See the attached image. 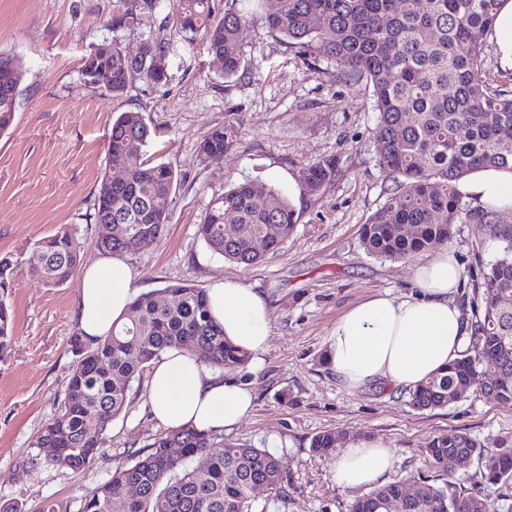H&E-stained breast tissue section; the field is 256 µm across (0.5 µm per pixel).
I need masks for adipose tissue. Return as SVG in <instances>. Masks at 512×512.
Returning a JSON list of instances; mask_svg holds the SVG:
<instances>
[{"mask_svg": "<svg viewBox=\"0 0 512 512\" xmlns=\"http://www.w3.org/2000/svg\"><path fill=\"white\" fill-rule=\"evenodd\" d=\"M459 190L481 209L512 212V173L480 171ZM460 284V258L442 245L415 266L409 294H378L347 309L326 340L327 366L338 385L349 392L380 386L407 392L460 358L472 333L455 298ZM138 290L122 254L101 256L87 266L76 292L77 324L84 337L109 335ZM207 299L225 336L261 361L270 337L264 296L240 281L224 279L211 284ZM147 397L154 417L171 429L190 425L219 432L240 424L253 409L247 386L214 374L180 349L168 350L155 362ZM392 465L390 448L355 439L337 458L334 478L345 489L370 487Z\"/></svg>", "mask_w": 512, "mask_h": 512, "instance_id": "obj_1", "label": "adipose tissue"}]
</instances>
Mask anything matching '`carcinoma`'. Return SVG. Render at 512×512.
Here are the masks:
<instances>
[{
  "mask_svg": "<svg viewBox=\"0 0 512 512\" xmlns=\"http://www.w3.org/2000/svg\"><path fill=\"white\" fill-rule=\"evenodd\" d=\"M263 8L268 28L287 40L307 61L334 60L336 78L363 81L372 89L378 112L375 145L379 166L396 183L393 193L361 227V239L373 256L410 260L448 242L462 219L457 183L479 169L512 172V91L492 87L483 67L487 34L503 0H254ZM248 12L228 7L214 18L212 0H179L178 25L185 34L201 33L209 51L220 58L224 77L236 76L242 63V35ZM164 38L144 42L135 54L116 42H104L84 60V83L114 96L136 81L155 85L167 79ZM11 85L0 82V135L15 119L22 64L10 58ZM238 129L227 123L200 141L202 160L219 159L237 141ZM151 130L142 114L122 112L112 119L110 157L122 160L121 179H104L94 199L91 219L94 246L102 251L133 253L162 234L171 215L177 173L171 164L146 159ZM336 177L335 160L311 163L306 173L309 195L318 196ZM298 214L283 194L252 181L231 184L209 202L198 234L208 249L244 265L256 263L288 239ZM237 225L229 235L225 225ZM505 241L504 254L490 264L474 289V336L461 357L416 386L410 403L416 409L446 407L482 388L485 367L496 360L500 377L490 394L512 403V352L501 350L498 337L512 336V312L496 306L497 296L512 293V226H494ZM76 229L64 225L34 243L32 273L50 286L70 281L81 261ZM135 298L125 320L112 334L95 341L76 330L69 351L76 368L63 398L43 426L37 448L53 455L35 461L81 472L92 467L106 443L111 422L126 406L131 384L170 349H189L200 363L217 370L244 367L250 355L224 338L212 319L206 290L189 283ZM13 314L7 294H0V354L11 343ZM215 436L184 427L158 435L132 452L133 462L97 482L80 497L78 512H268L258 505L255 488L268 497L282 496L288 461L250 443L214 446ZM336 432L311 439L310 448L330 456ZM177 449V454L170 449ZM424 454L444 472L463 458L480 466L481 477L512 488V439L490 453L455 429L433 437ZM136 493L130 494V488ZM409 496L408 512H494L475 492L461 494L426 479L395 480L357 499L350 512H386L383 503Z\"/></svg>",
  "mask_w": 512,
  "mask_h": 512,
  "instance_id": "carcinoma-1",
  "label": "carcinoma"
}]
</instances>
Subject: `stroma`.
Masks as SVG:
<instances>
[{"label": "stroma", "mask_w": 512, "mask_h": 512, "mask_svg": "<svg viewBox=\"0 0 512 512\" xmlns=\"http://www.w3.org/2000/svg\"><path fill=\"white\" fill-rule=\"evenodd\" d=\"M126 13L129 24L113 30V18ZM177 16L178 0H0V52L24 69L14 124L0 136V256L19 259L8 289L13 338L0 355V503L35 512L48 497L76 502L165 431L150 411L144 374L90 470L27 465L76 367L68 344L77 327L78 287L74 279L52 287L34 277L30 248L70 225L87 243L84 264L99 257L87 216L103 178L122 174L107 151L111 118L139 112L153 130L148 159L178 172L164 233L128 256L143 292L186 281L205 289L227 277L259 290L270 307L261 369L229 372L249 385L255 408L220 434L286 457L285 496L268 512H349L361 497V490L337 486L333 459L312 452V438L324 431L391 448L389 480L475 487L498 510L502 489L482 479L478 465L440 476L423 450L451 428L495 450L498 439L512 436V405L474 392L444 408L418 410L404 392L348 393L324 362L325 340L342 313L379 293H409L415 266L370 255L360 237L393 187L376 158L379 123L368 86L340 82L333 62L305 65L258 14L244 34L238 75L224 78L203 34L180 33ZM156 35L169 42L165 82H136L117 97L85 85L83 60L99 44L115 39L134 53ZM227 122L239 129L234 148L222 159L200 161V140ZM326 158L336 161V179L322 195H308L307 166ZM245 179L280 191L298 212L288 240L249 266L213 254L197 233L210 200ZM449 245L461 259L462 302L470 315L473 278L496 260L501 243L487 225L464 221Z\"/></svg>", "instance_id": "1"}]
</instances>
